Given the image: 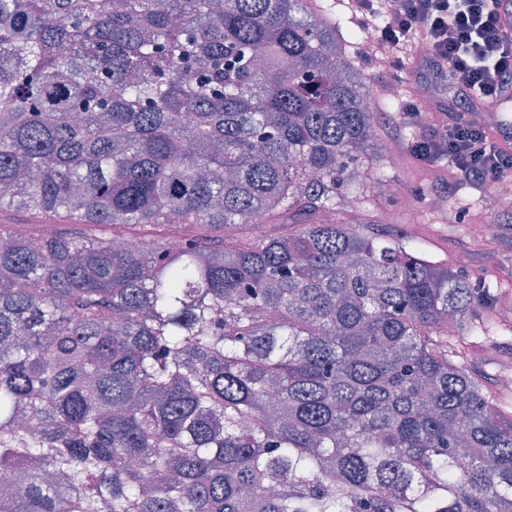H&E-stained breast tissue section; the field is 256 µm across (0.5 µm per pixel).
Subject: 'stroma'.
<instances>
[{
  "instance_id": "1",
  "label": "stroma",
  "mask_w": 512,
  "mask_h": 512,
  "mask_svg": "<svg viewBox=\"0 0 512 512\" xmlns=\"http://www.w3.org/2000/svg\"><path fill=\"white\" fill-rule=\"evenodd\" d=\"M394 114L380 115L374 146V167L401 183L402 195L371 191V201L381 211L413 215V222L378 224L374 231L389 238L406 234L423 243L433 257L456 266L459 255L470 258L466 268L472 284L497 282L503 299L494 307V315L512 321V192L495 198L472 196L459 182L452 190L438 186L426 167L407 151L395 145ZM487 225L486 235L475 237L471 227Z\"/></svg>"
}]
</instances>
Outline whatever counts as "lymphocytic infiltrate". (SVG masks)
Masks as SVG:
<instances>
[{
	"label": "lymphocytic infiltrate",
	"instance_id": "lymphocytic-infiltrate-1",
	"mask_svg": "<svg viewBox=\"0 0 512 512\" xmlns=\"http://www.w3.org/2000/svg\"><path fill=\"white\" fill-rule=\"evenodd\" d=\"M505 0H350L363 28L372 32L365 58L389 66L381 82L389 86L403 78L400 49L424 48L421 67L432 85L450 94L442 125L427 121L421 109L405 105L400 126L416 129L407 143L418 160L433 163L445 157L457 175L477 194L512 173V142L496 137L491 127L475 123L469 114L475 102H498L512 88V44L500 35Z\"/></svg>",
	"mask_w": 512,
	"mask_h": 512
}]
</instances>
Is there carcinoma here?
Instances as JSON below:
<instances>
[{
    "label": "carcinoma",
    "mask_w": 512,
    "mask_h": 512,
    "mask_svg": "<svg viewBox=\"0 0 512 512\" xmlns=\"http://www.w3.org/2000/svg\"><path fill=\"white\" fill-rule=\"evenodd\" d=\"M344 27L0 0L7 512H512V398L469 366L499 285L347 221Z\"/></svg>",
    "instance_id": "obj_1"
}]
</instances>
